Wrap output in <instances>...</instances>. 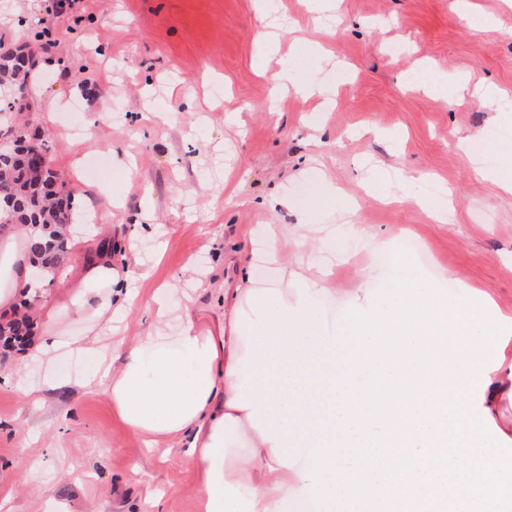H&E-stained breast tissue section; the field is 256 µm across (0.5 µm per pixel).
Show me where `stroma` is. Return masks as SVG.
<instances>
[{
    "label": "stroma",
    "mask_w": 512,
    "mask_h": 512,
    "mask_svg": "<svg viewBox=\"0 0 512 512\" xmlns=\"http://www.w3.org/2000/svg\"><path fill=\"white\" fill-rule=\"evenodd\" d=\"M469 6L467 18L457 0H341L327 19L309 0H283L280 47L262 69L266 21L254 0H0V42L17 45L26 31L37 63L28 132L47 141L60 192L107 214L113 260L130 271L128 312L102 340L152 330L159 289L170 329L189 306L217 316L247 245L253 286L271 288L281 265L254 230L277 224L300 237L324 224L329 235L301 260L312 272L334 265L317 312L337 333L353 334L361 305L396 300V272L376 264L370 240L390 250L410 235L422 253L402 265L445 303L487 318L482 346L495 355L502 328L483 297L512 314V192L480 172L512 170V0ZM415 59L501 96L481 107L407 88ZM274 73L331 89L334 108L273 97ZM475 134V150L457 147ZM274 197L283 204L272 209ZM446 199L447 222L433 221ZM18 357L0 353L12 371L0 383V512H194L200 484L179 440L150 445L130 432L103 385L75 383L37 405L24 395L86 375L89 357ZM470 406L484 441L512 459V396L490 406L476 394Z\"/></svg>",
    "instance_id": "stroma-1"
}]
</instances>
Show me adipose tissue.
<instances>
[{
	"label": "adipose tissue",
	"mask_w": 512,
	"mask_h": 512,
	"mask_svg": "<svg viewBox=\"0 0 512 512\" xmlns=\"http://www.w3.org/2000/svg\"><path fill=\"white\" fill-rule=\"evenodd\" d=\"M30 259L19 231H0V311L16 308ZM325 281L292 269L271 295L228 288L211 326L189 309L175 339L155 329L111 346L97 327L125 313L129 283L104 246L39 309L41 334L21 359L93 358L129 431L183 440L201 479L195 512H287L306 490L320 512H363L379 495L399 512H499L512 485L498 483L501 460L467 399L504 361L487 359L474 329L449 331L466 309L403 273L397 303L362 310L345 338L315 317ZM64 317L83 322V336L64 335Z\"/></svg>",
	"instance_id": "1"
}]
</instances>
